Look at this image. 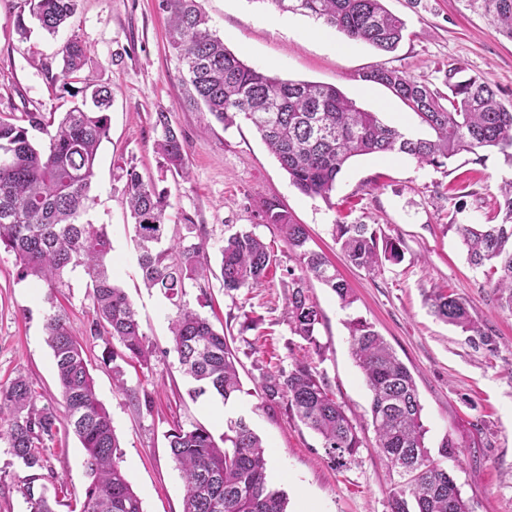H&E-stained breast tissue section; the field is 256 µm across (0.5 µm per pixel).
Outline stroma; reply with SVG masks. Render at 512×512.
Here are the masks:
<instances>
[{"mask_svg":"<svg viewBox=\"0 0 512 512\" xmlns=\"http://www.w3.org/2000/svg\"><path fill=\"white\" fill-rule=\"evenodd\" d=\"M159 0H77L69 23L57 34L27 20L28 36L16 20L24 0H0V114L23 122L26 113L61 119L72 101L62 90L59 49L78 38L88 49L86 75L112 91L109 134L98 151L89 220L105 226L115 283L132 300L154 350L148 364L122 358L111 337L88 343L99 399L109 410L122 459L144 512H183L184 487L172 460L167 433L174 425L201 424L214 436L224 432L223 400L208 393L192 396L174 353L168 321L173 313L159 292L144 288L125 194L123 166L132 164L168 193L169 231L184 219L200 227L212 266H219L225 237L255 232L268 245L273 264L269 281L249 292L227 293L219 281L207 291L188 287V307L223 327L236 349L242 390L233 403L268 450V480L285 491L288 512H299L301 498L318 512H390L388 493L398 476L375 447L370 394L351 356L348 323L361 317L379 333L415 378L430 448L446 434L467 446L448 469L474 512H512V312L498 306L482 270L469 265L466 248L453 227L494 224L503 181L512 164L498 151L482 162L463 153L441 168L419 165L405 155L353 158L336 181L330 201L303 195L247 122L223 128L210 113L186 107L180 64L165 37ZM210 27L228 50L246 64L283 79L338 87L357 105L413 137L427 136L417 117L389 90L361 80L376 66L406 71L430 86H441L456 65L497 89L512 103V40L469 0H386L407 22L396 50L380 52L346 40L311 17L278 10L270 0H200ZM168 113L185 137L189 180L161 168L155 151L160 137L157 113ZM276 201L304 225L312 249L322 252L353 288L357 300L341 308L335 294L317 280L309 294L322 311L316 329L320 352L295 338L284 318L288 272L298 263L277 227L264 217L263 204ZM358 222L379 227L400 241V262H383L375 272L350 266L333 236L334 224ZM82 269L67 284L51 288L21 278L12 254L0 251V385L17 376L29 379L37 407L58 406L60 389L53 355L46 343L48 313L64 310L75 335H84L93 315ZM447 289L466 300L471 316L492 343L470 341L460 328L438 320L426 297ZM309 361L325 377L337 401L357 423L363 440L354 462L339 468L328 458L320 436L290 417L284 407L263 405L261 375ZM122 370L125 392L112 387ZM146 394L150 405L133 406L128 392ZM48 467L65 487L57 512L82 501L88 479L84 450L75 435L59 429L46 448ZM25 470L0 440V512H28L22 494Z\"/></svg>","mask_w":512,"mask_h":512,"instance_id":"35a3bbf8","label":"stroma"}]
</instances>
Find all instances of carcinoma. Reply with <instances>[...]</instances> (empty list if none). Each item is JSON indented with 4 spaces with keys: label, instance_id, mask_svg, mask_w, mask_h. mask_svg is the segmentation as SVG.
<instances>
[{
    "label": "carcinoma",
    "instance_id": "cac0c4a2",
    "mask_svg": "<svg viewBox=\"0 0 512 512\" xmlns=\"http://www.w3.org/2000/svg\"><path fill=\"white\" fill-rule=\"evenodd\" d=\"M40 29L55 34L69 19L77 0H26ZM281 11L311 16L347 38L390 52L407 31L405 20L392 13L385 0H269ZM512 39V0H469ZM168 15V39L176 52L186 86L187 106L210 113L229 128L249 123L280 167L302 194L330 202L336 179L357 156L401 153L421 165L446 166L466 152L496 149L512 162V104L477 76L460 66L445 71L444 89L431 88L407 72L375 67L361 80L386 87L431 130L429 138H410L360 108L334 85L282 79L257 70L224 47L209 26L198 0H160ZM88 49L67 40L61 55L62 90L74 99L54 130L40 112L26 113L27 125L0 117V249L14 255L22 277L66 285L76 267L87 275L94 315L91 338L107 335L125 355L142 365L153 349L126 293L112 282L107 258L112 243L107 232L83 216L90 208L98 149L109 132L112 92L83 74ZM161 128L158 153L165 171L187 181L190 177L186 141L172 127L167 113H156ZM42 130L47 141L34 144L29 130ZM126 194L137 246V264L144 286L156 289L176 308L170 320L171 351L184 375L196 383L192 396L208 392L224 401L236 397L242 385L239 360L224 331L187 307L186 288L209 287L221 281L227 292L264 285L272 264L265 243L253 232L240 230L224 239L220 272L211 266L201 229L189 223L185 234L167 240L168 195L143 179L135 166L124 169ZM498 224H454L467 248L468 260L486 268L488 283L503 309L512 310V181L500 187ZM264 215L278 227L288 248L298 257L300 274L288 270L285 317L291 332L321 351L316 326L322 312L308 294L306 282L320 281L340 304L355 302L353 289L322 254L308 248L301 224L264 205ZM334 236L352 265L369 272L384 261L402 259L400 242L382 237L370 224H336ZM439 320L489 342L465 303L453 293L430 296ZM352 354L370 392V413L381 454L400 476L389 491L391 512H473L454 477L442 465L463 454L462 445L446 435L432 454L426 445L422 405L415 379L372 323L349 322ZM47 343L52 350L62 396V410L39 408L27 378L0 387V439L27 471L22 493L29 512H55L53 504L63 479L46 470L43 454L62 424L79 438L85 450L84 468L90 479L79 512H144L142 501L121 468L120 442L112 417L98 399L90 372L87 340L71 332L68 317L56 310L46 317ZM262 401L284 405L303 425L316 432L330 461L340 467L354 460L362 439L357 426L310 363L296 359L289 369L266 372L260 384ZM172 459L184 480L183 512H287V498L267 481V454L261 438L242 417L230 418L215 439L200 424L176 426L168 433Z\"/></svg>",
    "mask_w": 512,
    "mask_h": 512
}]
</instances>
